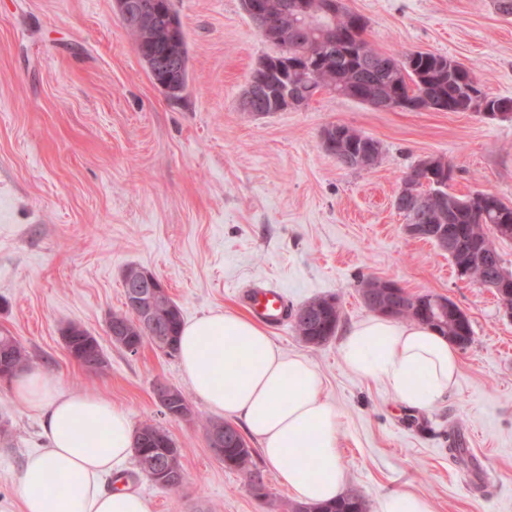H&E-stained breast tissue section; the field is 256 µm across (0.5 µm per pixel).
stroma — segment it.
<instances>
[{"label": "stroma", "mask_w": 512, "mask_h": 512, "mask_svg": "<svg viewBox=\"0 0 512 512\" xmlns=\"http://www.w3.org/2000/svg\"><path fill=\"white\" fill-rule=\"evenodd\" d=\"M188 46L189 81L170 99L150 78L114 0H0V332L25 343L31 366L70 394L110 399L133 423L164 427L181 454L183 487L154 486L127 465L122 480L151 512H290L295 499L249 445L269 496L210 452L194 420L165 416L152 388L190 386L177 359L151 345L130 353L107 333L124 309L122 273L145 268L184 320L242 311L238 296L278 286L289 310L337 296L341 328L368 316L361 281L400 283L447 297L469 317L471 344L448 398L426 410L345 365L338 340L312 347L291 327L269 329L285 352L320 371L340 414L346 485L364 496L403 491L431 512H512V318L493 290L457 279L446 252L403 231L393 207L403 175L439 156L458 196L489 192L512 205V118L478 112H383L323 90L271 114L241 111L262 58L281 49L261 37L241 0H172ZM379 51H429L471 68L494 96L512 97V15L495 0H347ZM376 139V166L352 169L328 154L326 127ZM96 336L109 366L71 359L62 329ZM40 418L0 381V512H22L15 484L43 447Z\"/></svg>", "instance_id": "stroma-1"}]
</instances>
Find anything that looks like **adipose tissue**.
I'll list each match as a JSON object with an SVG mask.
<instances>
[{
	"label": "adipose tissue",
	"instance_id": "adipose-tissue-1",
	"mask_svg": "<svg viewBox=\"0 0 512 512\" xmlns=\"http://www.w3.org/2000/svg\"><path fill=\"white\" fill-rule=\"evenodd\" d=\"M340 348L352 373L382 379L411 408L430 407L457 382L456 347L426 325L369 317L346 330ZM178 358L193 393L215 414L243 422L298 501L342 494L339 415L308 359L286 354L233 310L184 324ZM12 397L41 415L45 441L17 476L24 512H150L141 495L106 486L134 454L128 412L103 397L65 393L37 367L17 373Z\"/></svg>",
	"mask_w": 512,
	"mask_h": 512
}]
</instances>
